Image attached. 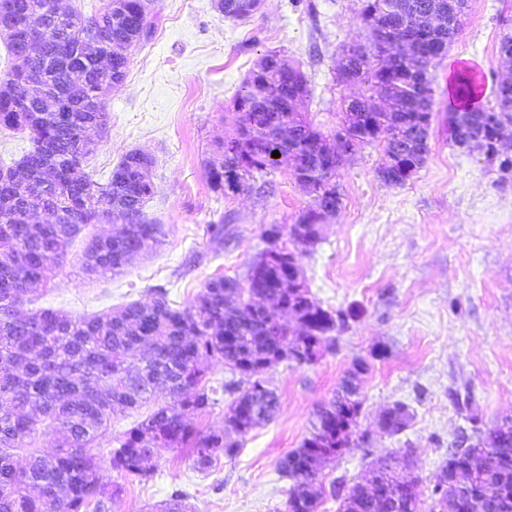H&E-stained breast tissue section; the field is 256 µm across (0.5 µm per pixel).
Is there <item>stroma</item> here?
<instances>
[{
	"label": "stroma",
	"mask_w": 512,
	"mask_h": 512,
	"mask_svg": "<svg viewBox=\"0 0 512 512\" xmlns=\"http://www.w3.org/2000/svg\"><path fill=\"white\" fill-rule=\"evenodd\" d=\"M152 7L156 28L134 50L123 84L105 90L109 122L84 166L101 182L130 150L151 151L155 194L144 210L164 236L124 271L91 274L83 250L119 226L105 217L83 226L40 288L37 307L92 317L152 302L160 287L186 306L210 279L245 280L266 247L264 228L296 223L313 200L283 167L256 174L238 194L213 190L207 171L218 159L215 142L235 131L239 85L269 53L299 62L310 90L300 110L327 135L340 124L341 99L366 91L336 80L344 49L366 35L361 0H264L245 22L225 17L215 0H152ZM507 33L512 0H469L464 26L433 72L429 156L405 184L378 178L376 143L340 169L342 206L299 266L312 298L349 319L315 363L267 370L280 397L273 420L239 437L237 451L205 471L171 448L159 450L147 481L104 470V482L124 487L113 512H150L176 491L190 512H282L290 482L278 461L299 447L317 405L358 360L368 371L354 433L367 441L323 470L327 489L340 479L353 484L373 459L407 453L430 492L469 412L487 426L512 415V174L453 145L445 87L449 71L464 68L486 97L512 78V61L499 51ZM219 223L232 232L216 242L207 227ZM396 403L412 420L391 437L378 418Z\"/></svg>",
	"instance_id": "1"
}]
</instances>
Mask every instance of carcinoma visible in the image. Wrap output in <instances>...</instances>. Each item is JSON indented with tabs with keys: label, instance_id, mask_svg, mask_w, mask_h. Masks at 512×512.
Returning a JSON list of instances; mask_svg holds the SVG:
<instances>
[{
	"label": "carcinoma",
	"instance_id": "1",
	"mask_svg": "<svg viewBox=\"0 0 512 512\" xmlns=\"http://www.w3.org/2000/svg\"><path fill=\"white\" fill-rule=\"evenodd\" d=\"M18 38L7 42L10 65L0 85L21 90L25 101L0 118V129L26 131L32 143L20 160L25 167L24 196L5 204L0 185V512H104L117 502L123 486L105 484L104 463L93 453L117 411L149 402L158 389L168 401L113 438L109 467L123 477L148 479L150 462L161 448L186 447L195 467L209 469L220 455L236 452L230 436L245 435L269 422L279 395L263 374L274 362L312 364L332 340L330 333L348 314L329 311L312 300L309 290L280 287L298 254L320 239L322 203L340 208L335 177L347 158L326 167L311 154L301 156L300 170L311 181L313 206L294 224H270L263 231L269 246L287 239L289 254L258 257L246 284L236 279L209 280L196 300L177 308L167 291L155 289L150 304L132 302L93 317L73 316L51 308L24 312L35 287L46 282L67 257L82 227L101 214L125 221L122 234L100 236L88 243L81 261L88 272L121 271L155 248L162 225L144 212L154 184L126 154L106 182L92 179L83 165L88 153L76 148L81 123L88 116H109L100 92L117 86L127 74L130 54L140 45L133 26L145 20L155 29L157 16L149 0H123L124 14L99 22L80 12L65 11L58 0H6ZM364 20L392 17L382 56L372 44L350 45L338 74L357 77L379 93L383 104L373 115L362 110L371 96L342 101L344 131L352 139L382 145L378 175L389 185H402L423 167L430 147L426 131L413 141L409 130L433 114L432 70L458 34L462 21L448 25L447 0H361ZM58 12L54 35L31 49L30 28ZM438 18L430 41L417 39L425 15ZM43 80L28 84L29 71ZM473 90L466 73L455 78L456 99L467 101ZM308 95L304 72L277 53L266 55L258 69L240 84L233 98L237 115L251 124L244 150L210 166L212 187L224 195L250 186L254 174L288 166V147L281 130L293 129L297 142L323 137L296 109ZM493 112L512 123L497 100L456 110L449 123H470ZM279 157H272L273 151ZM299 320L284 327L279 319ZM222 364L239 376L210 385L209 370ZM358 360L340 380L332 396L314 412L300 446L278 461V470L292 481L285 512H318L323 469L352 443L362 407ZM232 399L224 410V429L200 430L186 412H210L219 392ZM385 433L397 436L409 426L407 406H391ZM468 432L448 448V459L434 476L429 512H512V417L490 427L475 413ZM55 438L54 452L43 454L35 443L41 435ZM423 491L417 477L401 474L392 456L371 463L367 476L353 484L339 512H423ZM153 512H187L184 495L174 494Z\"/></svg>",
	"mask_w": 512,
	"mask_h": 512
}]
</instances>
